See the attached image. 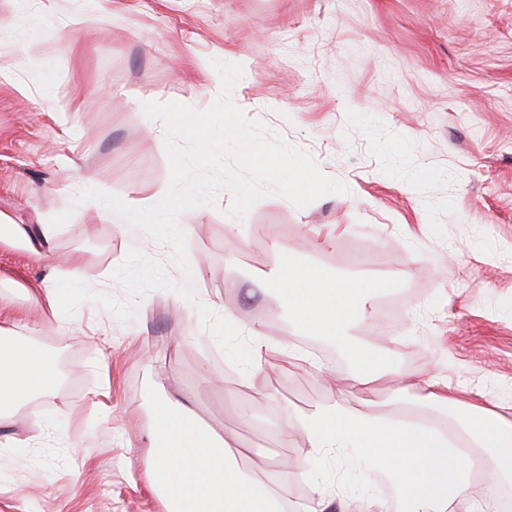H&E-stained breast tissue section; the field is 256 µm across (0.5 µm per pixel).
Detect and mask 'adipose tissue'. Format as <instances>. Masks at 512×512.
<instances>
[{
	"instance_id": "ef3b65f1",
	"label": "adipose tissue",
	"mask_w": 512,
	"mask_h": 512,
	"mask_svg": "<svg viewBox=\"0 0 512 512\" xmlns=\"http://www.w3.org/2000/svg\"><path fill=\"white\" fill-rule=\"evenodd\" d=\"M303 269L275 268L270 277L290 322L302 336H314L340 347L349 362L354 387L368 390L386 379L396 392L419 389L422 405L446 411L452 431L411 412L382 414L368 399L348 404L343 390L329 404L312 411L284 414L278 440L282 446L305 443L311 455L352 454L363 478L387 479L398 502L370 501L367 512H456L473 481L488 486L512 481V422L467 398L465 391L441 377L410 380L389 364L387 351H372L352 333L365 319L376 285L360 284L321 272L307 282ZM57 382L52 358L29 346L0 348V414L25 397L48 394ZM159 436L148 450L145 479L164 512H288V498L276 486L243 469L248 454L231 437L214 438L193 420L178 397L158 398L153 412Z\"/></svg>"
}]
</instances>
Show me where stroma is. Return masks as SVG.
<instances>
[{
    "mask_svg": "<svg viewBox=\"0 0 512 512\" xmlns=\"http://www.w3.org/2000/svg\"><path fill=\"white\" fill-rule=\"evenodd\" d=\"M228 51L244 71L234 103L348 191L303 208L271 195L240 221L220 191L179 217L185 272L168 246L79 195L168 189L164 126L142 104L206 110ZM0 214L55 225L54 252L87 271L92 293L74 316L50 314L34 299L54 277L0 240L10 339L47 351L57 374L52 395L0 420V512H162L143 479L160 392L187 396L199 424L253 448L251 462H300L340 483L352 510L394 498L346 460L280 446L279 416L331 395L279 348L333 355L294 334L275 292L250 288L281 255L387 284L356 334L390 349L400 373L445 377L512 421V0H110L104 12L0 0ZM134 248L195 302L156 289L127 321L97 302L125 298L112 273ZM213 301L277 345L255 384L203 328L194 305ZM102 354L104 376L89 365Z\"/></svg>",
    "mask_w": 512,
    "mask_h": 512,
    "instance_id": "stroma-1",
    "label": "stroma"
}]
</instances>
